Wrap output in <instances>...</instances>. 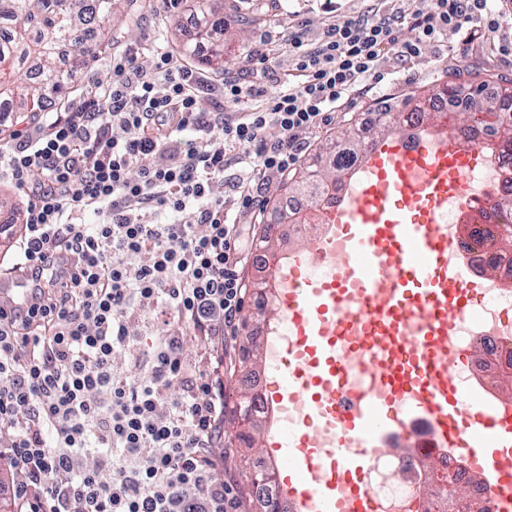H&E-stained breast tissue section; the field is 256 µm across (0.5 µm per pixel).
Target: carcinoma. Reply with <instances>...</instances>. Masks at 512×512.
<instances>
[{"instance_id": "carcinoma-1", "label": "carcinoma", "mask_w": 512, "mask_h": 512, "mask_svg": "<svg viewBox=\"0 0 512 512\" xmlns=\"http://www.w3.org/2000/svg\"><path fill=\"white\" fill-rule=\"evenodd\" d=\"M118 0H10V10H0V102L12 106L15 112H29L35 116L50 102V96L63 93L73 83L75 74L81 70L95 51L104 49V41L95 46L85 45L84 32L97 30L112 22V8ZM201 39L211 45L212 54L224 56V41L216 39L221 32L219 21L200 22ZM75 47L70 62L57 63L59 49L64 45ZM26 70L27 79L20 76ZM471 82H450L448 93L465 98L470 105L469 117L485 124L496 140L512 143V122L502 118L512 116V88L501 87L502 79L491 71L470 73ZM435 93L424 95L413 108L419 118L428 122L434 119L431 102ZM403 113L389 104L375 109L372 120L373 134L383 137L401 126ZM336 141H331L327 150L336 153L333 169L325 170L321 160L301 169L292 179V184L308 192L310 206L320 208L319 196L330 184L346 180L352 174V162L359 160L357 149L336 150ZM495 208L501 223L487 231L489 238L503 252H512V197L498 200ZM258 422L252 421L245 429L224 433L227 448L245 445L256 447L254 432ZM242 488L247 489L265 480L269 469L258 468L248 456L240 460L238 467ZM422 484L434 489L441 512H490L487 503L490 496L476 497L461 491L457 475L442 478L433 466H423L420 471Z\"/></svg>"}]
</instances>
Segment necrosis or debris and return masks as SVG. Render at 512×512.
I'll use <instances>...</instances> for the list:
<instances>
[{"label":"necrosis or debris","mask_w":512,"mask_h":512,"mask_svg":"<svg viewBox=\"0 0 512 512\" xmlns=\"http://www.w3.org/2000/svg\"><path fill=\"white\" fill-rule=\"evenodd\" d=\"M471 204L492 208L495 200L512 195V147L494 145L482 166L469 179ZM448 234L457 236L468 259L465 274L479 280L482 295L472 312L455 326L453 341L465 363L455 369L460 386H468L474 367L468 358L474 350L500 357L512 355V255L494 249L483 234L485 225L468 223L456 201L448 203ZM419 458L404 448L375 450L366 477L379 512H437L433 497L419 489Z\"/></svg>","instance_id":"4bbe7bcc"}]
</instances>
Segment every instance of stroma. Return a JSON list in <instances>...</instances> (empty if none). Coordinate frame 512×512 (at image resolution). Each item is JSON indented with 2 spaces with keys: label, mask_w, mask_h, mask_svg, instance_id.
Returning <instances> with one entry per match:
<instances>
[{
  "label": "stroma",
  "mask_w": 512,
  "mask_h": 512,
  "mask_svg": "<svg viewBox=\"0 0 512 512\" xmlns=\"http://www.w3.org/2000/svg\"><path fill=\"white\" fill-rule=\"evenodd\" d=\"M212 18L224 21V60L210 62V49L197 35L192 0H174L168 14H159L156 0H120L106 31L108 50L98 54L76 76L71 89L50 106L51 112L61 113L85 96L89 88H104L112 82V56L128 47H139V63L151 68L154 53L163 48L191 67L211 90L220 89L227 75L242 81H252L258 67L256 55L264 53L269 73L262 83L268 95H276L292 69L288 54V32L281 20L302 24L309 41H318L328 25L339 16L357 17L369 10L390 11L399 8V0H205ZM460 66L490 70L512 78V59L501 55L492 43L480 37L463 42L460 35L447 32L440 41L426 45L419 57L394 62L392 82L383 86L387 99L402 100L414 90H426L446 81L448 69ZM373 93L357 91L347 104L337 110L330 125L322 132L309 135L310 146L301 157L310 162L326 137L343 134L348 121L362 122L375 109ZM288 177L273 176L264 180L259 191L263 205L260 210L241 214L248 241L245 279L264 274L259 235L262 226L275 228V238L289 239L291 232L277 221V207L288 192ZM27 203L26 196L13 184L0 181V225H8L0 238V268L10 267L15 249L13 240L21 232L19 214Z\"/></svg>",
  "instance_id": "obj_1"
}]
</instances>
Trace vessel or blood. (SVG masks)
<instances>
[{"mask_svg": "<svg viewBox=\"0 0 512 512\" xmlns=\"http://www.w3.org/2000/svg\"><path fill=\"white\" fill-rule=\"evenodd\" d=\"M487 149L428 124L367 143L363 175L324 215L326 232L272 266L271 307L289 344L270 377L267 445L292 512H378L364 471L369 449L390 438L458 455L489 486L495 512H512V394L480 377L462 390L451 373L452 325L481 285L442 221L454 200L484 223L468 182ZM30 301L21 277L0 284L1 308ZM357 353L375 368V396L359 406L348 390Z\"/></svg>", "mask_w": 512, "mask_h": 512, "instance_id": "vessel-or-blood-1", "label": "vessel or blood"}]
</instances>
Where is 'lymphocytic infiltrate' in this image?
<instances>
[{"label":"lymphocytic infiltrate","instance_id":"lymphocytic-infiltrate-1","mask_svg":"<svg viewBox=\"0 0 512 512\" xmlns=\"http://www.w3.org/2000/svg\"><path fill=\"white\" fill-rule=\"evenodd\" d=\"M486 23L512 28V17L492 0H433L425 14L339 17L314 46L294 32L277 95L225 79L222 97L253 103L230 117L205 107L200 78L173 54L156 52L147 71L130 48L107 89L40 131H13L0 177L28 194L13 268L35 286L26 312L0 314V454L19 512H240L214 453L216 351L244 300L239 212L259 206L257 181L294 168L348 91L385 80L389 56L415 58L450 30L473 39ZM234 150L248 174L214 194ZM159 154L166 163L152 164ZM191 331L207 368L184 353ZM136 346L137 372L118 368Z\"/></svg>","mask_w":512,"mask_h":512}]
</instances>
